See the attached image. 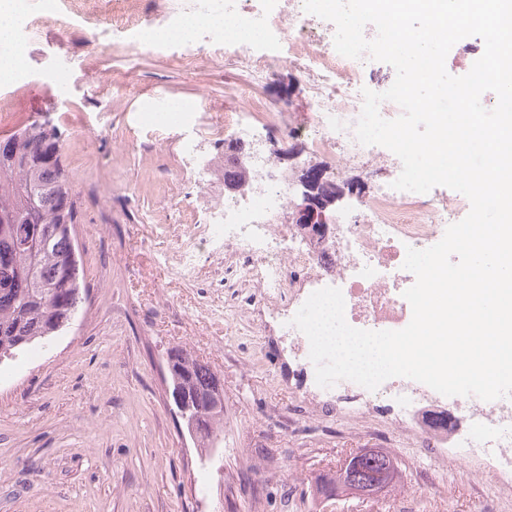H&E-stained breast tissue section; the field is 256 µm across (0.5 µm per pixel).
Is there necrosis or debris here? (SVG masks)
<instances>
[{
    "mask_svg": "<svg viewBox=\"0 0 512 512\" xmlns=\"http://www.w3.org/2000/svg\"><path fill=\"white\" fill-rule=\"evenodd\" d=\"M126 8L111 19L118 31L136 34L139 44L156 43L159 34L192 36L214 33L212 19L223 15L224 44L233 47L234 62L260 83L280 62L278 42L283 34L293 36L291 63L300 78L314 89L312 114L306 131L284 124L280 113L270 115L278 125L285 147L304 140L307 152H335L342 167L363 169L376 188L367 198L337 211L335 232L321 241L299 225H285L283 216L293 200L292 175L275 157L258 154L254 164L267 174L265 182L241 197L212 196L210 215L203 233H190L175 254L184 274H192L201 255L223 248L236 260V273L260 290V301L269 307L287 298L288 307L276 321L290 336L289 346L304 354L307 374H314L307 337L291 320L315 291L339 288L345 300V319L357 329L400 330L412 318L403 293L415 282L403 262L407 248H428L439 242L446 228L469 211V201L458 196L438 200L430 194L393 189L402 171L400 159L390 150L360 144L354 127L363 98L361 73L364 62L340 55L333 43L334 30L315 15L306 13L303 0H279L276 11L265 8V0H195L192 12L159 0L167 24L155 25L140 14L136 0H125ZM50 9L32 14L22 6L5 52L12 60L15 81H23L37 45L34 30ZM346 414L362 419L373 416L382 396L396 407L387 419L397 428L413 433L420 447L442 458L463 449L468 460L478 464L493 489L512 488V397L493 401L472 397L443 396L427 385L403 377L368 390L342 380L324 389Z\"/></svg>",
    "mask_w": 512,
    "mask_h": 512,
    "instance_id": "4bbe7bcc",
    "label": "necrosis or debris"
}]
</instances>
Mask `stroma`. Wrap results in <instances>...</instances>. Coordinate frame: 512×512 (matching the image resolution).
<instances>
[{"mask_svg":"<svg viewBox=\"0 0 512 512\" xmlns=\"http://www.w3.org/2000/svg\"><path fill=\"white\" fill-rule=\"evenodd\" d=\"M39 50L53 79H0V139L50 112L82 202L75 227L87 289L77 319L0 363V512H488L491 493L456 457L433 463L382 419L312 413L287 337L224 285L223 255L192 279L174 254L204 199L183 155L192 139L224 152V121L246 111L249 77L224 37L132 47L105 20L122 0H54ZM99 32L90 50V28ZM252 95L305 127L312 87L281 64ZM182 347L224 382V426L200 447L173 410L166 356ZM383 449L398 477L371 496L323 498L346 454Z\"/></svg>","mask_w":512,"mask_h":512,"instance_id":"obj_1","label":"stroma"}]
</instances>
